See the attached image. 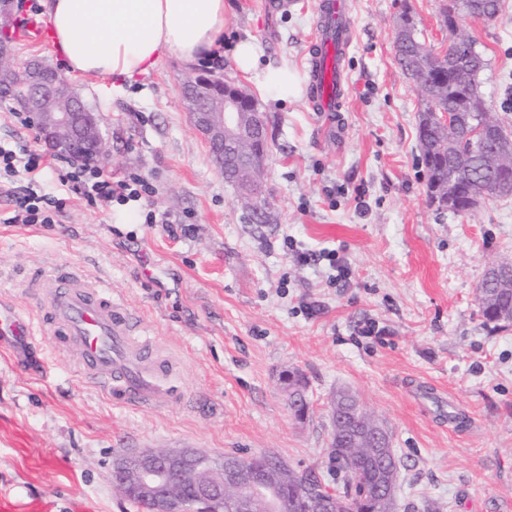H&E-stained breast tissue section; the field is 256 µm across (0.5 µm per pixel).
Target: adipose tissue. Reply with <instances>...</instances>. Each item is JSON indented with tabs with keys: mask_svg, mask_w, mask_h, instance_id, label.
<instances>
[{
	"mask_svg": "<svg viewBox=\"0 0 512 512\" xmlns=\"http://www.w3.org/2000/svg\"><path fill=\"white\" fill-rule=\"evenodd\" d=\"M45 14L67 73L123 85L224 43V0H45Z\"/></svg>",
	"mask_w": 512,
	"mask_h": 512,
	"instance_id": "adipose-tissue-1",
	"label": "adipose tissue"
}]
</instances>
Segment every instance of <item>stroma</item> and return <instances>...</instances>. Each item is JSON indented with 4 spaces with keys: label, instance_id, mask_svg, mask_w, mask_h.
<instances>
[{
    "label": "stroma",
    "instance_id": "obj_1",
    "mask_svg": "<svg viewBox=\"0 0 512 512\" xmlns=\"http://www.w3.org/2000/svg\"><path fill=\"white\" fill-rule=\"evenodd\" d=\"M268 2L225 0L224 26L225 48L248 37L259 52L257 71L228 58L224 74L266 116L268 223L245 221L189 118L179 88L202 61L163 58L122 94L109 79L72 76L109 141L106 168L143 176L148 203L171 221L145 223L135 203L88 204L43 170L33 189L57 192L65 207L52 224L0 223V301L33 312L32 280L76 269L132 311L137 335L176 366L184 399L110 403L49 336L38 344L50 373L0 353V512H138L112 472L118 457L151 448L274 456L339 490L328 446L342 390L390 435L398 512H498L512 502V328H486L478 302L488 265L512 263V196L461 215L431 204L420 98L393 51L406 6L421 39L446 49L448 0H347L349 95L332 136L306 91L316 0ZM464 25L487 59L480 92L512 132V0L494 20ZM269 66L295 70L299 95L265 89ZM1 140L43 148L24 113L4 104ZM325 249L348 280L328 261L295 257ZM371 323L376 334L362 335ZM285 370L306 381L304 420L288 409Z\"/></svg>",
    "mask_w": 512,
    "mask_h": 512
}]
</instances>
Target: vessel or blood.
Here are the masks:
<instances>
[{
  "label": "vessel or blood",
  "mask_w": 512,
  "mask_h": 512,
  "mask_svg": "<svg viewBox=\"0 0 512 512\" xmlns=\"http://www.w3.org/2000/svg\"><path fill=\"white\" fill-rule=\"evenodd\" d=\"M344 0H318L320 39L311 50L310 102L313 111L337 112L343 106L346 76L338 57L335 26L344 22ZM40 322L0 304V348L18 365L44 367L35 351L37 334L53 336L74 350L82 374L96 381L112 402L137 408L176 402L177 374L149 340L135 336L133 318L105 289L88 288L65 270L39 281Z\"/></svg>",
  "instance_id": "b4317fda"
}]
</instances>
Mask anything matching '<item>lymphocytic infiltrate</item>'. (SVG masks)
I'll return each mask as SVG.
<instances>
[{"label": "lymphocytic infiltrate", "instance_id": "1", "mask_svg": "<svg viewBox=\"0 0 512 512\" xmlns=\"http://www.w3.org/2000/svg\"><path fill=\"white\" fill-rule=\"evenodd\" d=\"M50 167L58 168L62 186L72 187L75 193L93 205H125L140 201L150 193L148 183L139 175L117 178L92 161L62 160L0 142V191L12 206L9 223H53L55 213L64 206L63 199L37 194L27 186L37 173Z\"/></svg>", "mask_w": 512, "mask_h": 512}]
</instances>
